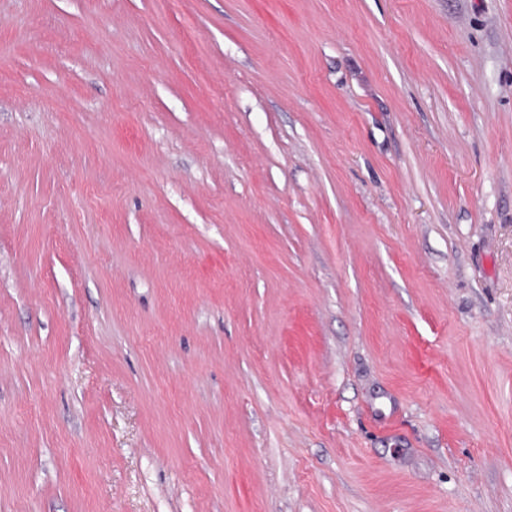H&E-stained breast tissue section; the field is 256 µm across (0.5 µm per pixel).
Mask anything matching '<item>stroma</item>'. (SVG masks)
Instances as JSON below:
<instances>
[{"label":"stroma","mask_w":512,"mask_h":512,"mask_svg":"<svg viewBox=\"0 0 512 512\" xmlns=\"http://www.w3.org/2000/svg\"><path fill=\"white\" fill-rule=\"evenodd\" d=\"M0 512H512V0H0Z\"/></svg>","instance_id":"stroma-1"}]
</instances>
